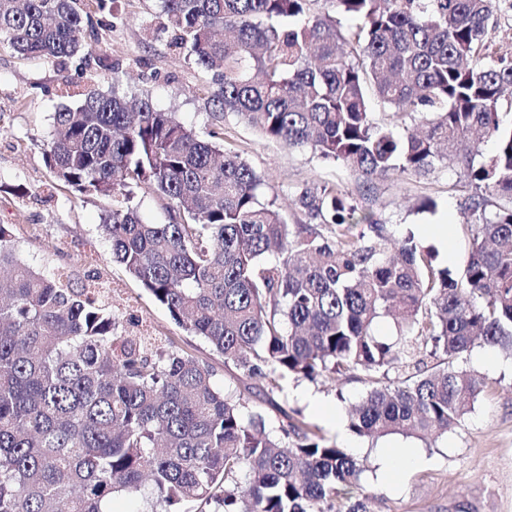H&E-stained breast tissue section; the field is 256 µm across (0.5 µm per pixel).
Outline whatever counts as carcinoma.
Segmentation results:
<instances>
[{"instance_id":"cac0c4a2","label":"carcinoma","mask_w":512,"mask_h":512,"mask_svg":"<svg viewBox=\"0 0 512 512\" xmlns=\"http://www.w3.org/2000/svg\"><path fill=\"white\" fill-rule=\"evenodd\" d=\"M159 2L169 48L263 137L370 186L455 159L475 188L471 251L437 268L333 183L299 190L290 220L224 126L204 140L147 97L95 88L53 115L52 182L112 201L113 259L245 390L365 371L372 387L348 413L357 436L425 441L462 424L485 381L455 360L476 344L512 356V127L499 119L512 55L489 36L494 0H334V15L312 0ZM109 15V0H0V47L72 59ZM484 137L496 148L478 162ZM142 188L167 200L168 223L142 221ZM487 192L507 205L487 211ZM383 315L394 340L374 332ZM155 341L119 334L95 270L48 275L0 224V512H104L145 485L151 512H371L345 448L301 418L243 417L208 364ZM392 370L405 376L383 384Z\"/></svg>"}]
</instances>
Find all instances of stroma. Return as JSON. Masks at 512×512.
Returning a JSON list of instances; mask_svg holds the SVG:
<instances>
[{
    "mask_svg": "<svg viewBox=\"0 0 512 512\" xmlns=\"http://www.w3.org/2000/svg\"><path fill=\"white\" fill-rule=\"evenodd\" d=\"M112 22L99 41L88 44L91 56L105 54L117 64L112 77L76 59L60 64L0 48V224L13 225L27 258L44 271L97 270L112 288V310L124 328L140 324L173 349L209 363L218 389L236 387L222 358L179 328L167 310L113 261L111 244L99 229L103 201L52 185L42 143L53 131L54 112L80 102L84 89L95 87L129 99L149 96L157 109L176 113L202 138L215 124H223L227 139L263 175L267 197L284 210H293L298 189L336 183L354 201L370 197L377 218L397 234L408 229L418 234L424 225L449 220L454 226L449 248L455 257L437 256L438 267L457 268L468 253L469 189L456 163H444L425 177L381 181L366 191L362 180L343 164L268 141L240 117L219 114L209 76L185 54L168 48L158 0H113ZM9 186L24 189L25 198L6 194ZM427 197L435 200L434 211L420 210ZM485 353L478 345L457 362L487 382L471 413L462 426L428 442L402 433L374 441L336 430L302 399L309 393L327 407L347 411L369 387L362 371L333 382L286 381L273 397L262 392L244 397L243 411H263L277 421L286 413L300 414L329 442L365 460L362 487L371 496L373 512H512V359L499 352L489 366ZM403 447L415 449L421 463L407 469L397 484L385 476L383 458Z\"/></svg>",
    "mask_w": 512,
    "mask_h": 512,
    "instance_id": "stroma-1",
    "label": "stroma"
}]
</instances>
